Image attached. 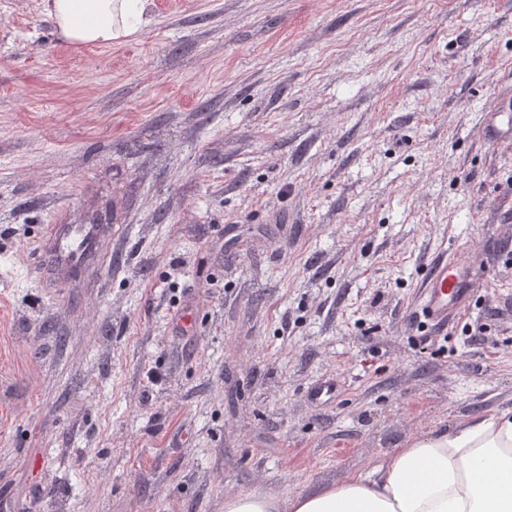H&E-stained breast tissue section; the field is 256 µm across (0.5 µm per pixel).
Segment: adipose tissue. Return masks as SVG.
<instances>
[{
	"mask_svg": "<svg viewBox=\"0 0 512 512\" xmlns=\"http://www.w3.org/2000/svg\"><path fill=\"white\" fill-rule=\"evenodd\" d=\"M149 0H48L60 36L109 44L146 22ZM288 512H512V412L482 415L395 449L367 474L291 498Z\"/></svg>",
	"mask_w": 512,
	"mask_h": 512,
	"instance_id": "adipose-tissue-1",
	"label": "adipose tissue"
}]
</instances>
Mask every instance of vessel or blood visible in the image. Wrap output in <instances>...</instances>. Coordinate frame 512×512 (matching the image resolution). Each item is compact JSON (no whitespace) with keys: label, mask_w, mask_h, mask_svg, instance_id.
<instances>
[{"label":"vessel or blood","mask_w":512,"mask_h":512,"mask_svg":"<svg viewBox=\"0 0 512 512\" xmlns=\"http://www.w3.org/2000/svg\"><path fill=\"white\" fill-rule=\"evenodd\" d=\"M99 224H56L50 231L45 261L51 270L69 274L100 259ZM477 276L475 265H464L451 257L437 260L425 273L413 319H426L432 327H444L468 306Z\"/></svg>","instance_id":"b4317fda"}]
</instances>
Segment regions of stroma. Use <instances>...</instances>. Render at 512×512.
I'll return each instance as SVG.
<instances>
[{"instance_id":"obj_1","label":"stroma","mask_w":512,"mask_h":512,"mask_svg":"<svg viewBox=\"0 0 512 512\" xmlns=\"http://www.w3.org/2000/svg\"><path fill=\"white\" fill-rule=\"evenodd\" d=\"M150 3L75 46L0 0V512L283 503L511 410L512 0ZM446 254L485 272L433 332ZM104 224H55L45 254L51 270L67 275L86 264L100 260L99 238ZM277 500L256 493L236 494L224 499V512H278Z\"/></svg>"}]
</instances>
